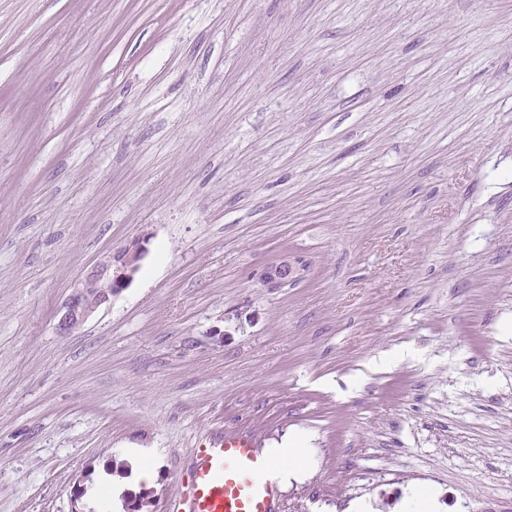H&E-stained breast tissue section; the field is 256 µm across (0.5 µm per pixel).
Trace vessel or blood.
I'll list each match as a JSON object with an SVG mask.
<instances>
[{"instance_id":"obj_1","label":"vessel or blood","mask_w":512,"mask_h":512,"mask_svg":"<svg viewBox=\"0 0 512 512\" xmlns=\"http://www.w3.org/2000/svg\"><path fill=\"white\" fill-rule=\"evenodd\" d=\"M267 463L244 432L210 434L198 450L175 512H274Z\"/></svg>"}]
</instances>
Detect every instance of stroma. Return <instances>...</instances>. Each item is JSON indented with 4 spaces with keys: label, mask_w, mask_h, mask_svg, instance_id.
<instances>
[{
    "label": "stroma",
    "mask_w": 512,
    "mask_h": 512,
    "mask_svg": "<svg viewBox=\"0 0 512 512\" xmlns=\"http://www.w3.org/2000/svg\"><path fill=\"white\" fill-rule=\"evenodd\" d=\"M217 429L311 436L278 512H512V0H0V512ZM146 235L138 236L109 251L89 265L63 302L55 326L58 335H69L84 325L112 295L125 288L139 271L146 249ZM303 268L296 266L288 258L272 262L264 268L261 274V282L270 288L279 287L290 281H297L302 278ZM434 509L435 501L428 489H416L403 500L402 512H435Z\"/></svg>",
    "instance_id": "1"
}]
</instances>
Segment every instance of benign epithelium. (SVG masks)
<instances>
[{"label":"benign epithelium","mask_w":512,"mask_h":512,"mask_svg":"<svg viewBox=\"0 0 512 512\" xmlns=\"http://www.w3.org/2000/svg\"><path fill=\"white\" fill-rule=\"evenodd\" d=\"M146 236H138L110 251L89 265L72 286L63 302L55 326L58 335L66 336L84 325L112 295L126 287L139 271L146 249ZM303 268L283 258L269 264L261 274V282L271 288L302 278Z\"/></svg>","instance_id":"benign-epithelium-1"}]
</instances>
